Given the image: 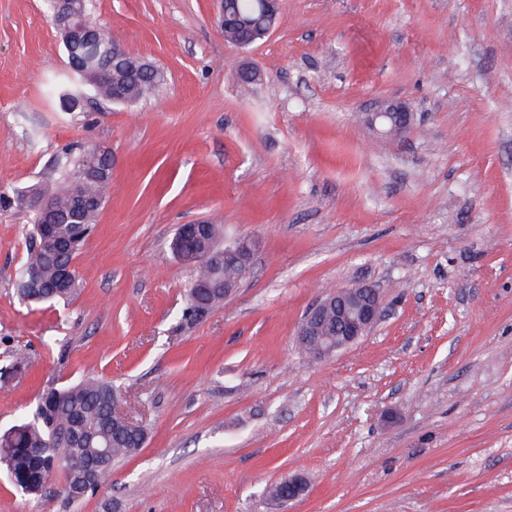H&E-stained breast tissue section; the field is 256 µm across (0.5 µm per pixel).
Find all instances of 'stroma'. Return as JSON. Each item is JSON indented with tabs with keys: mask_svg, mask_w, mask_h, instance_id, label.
I'll list each match as a JSON object with an SVG mask.
<instances>
[{
	"mask_svg": "<svg viewBox=\"0 0 512 512\" xmlns=\"http://www.w3.org/2000/svg\"><path fill=\"white\" fill-rule=\"evenodd\" d=\"M94 6L166 83L67 114L44 0H0V188L46 181L67 147L112 152L70 301L17 295L31 225L0 205V432L102 376L148 439L80 501L61 473L33 497L0 468V512H512V0H283L243 50L217 0ZM382 105L412 113L406 134L361 122ZM199 220L261 250L186 322L193 269L169 244ZM355 283L379 322L300 357L304 315ZM297 474L302 498H268Z\"/></svg>",
	"mask_w": 512,
	"mask_h": 512,
	"instance_id": "35a3bbf8",
	"label": "stroma"
}]
</instances>
